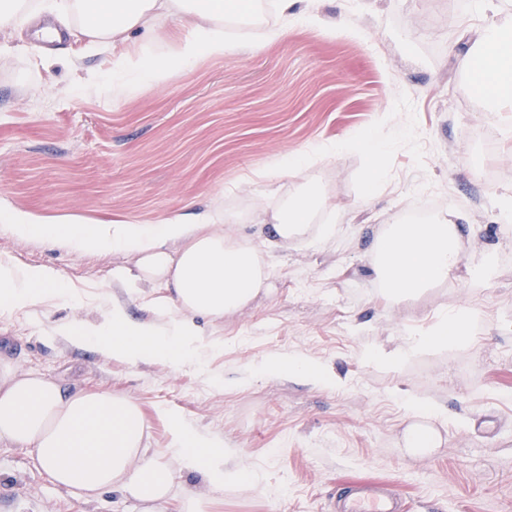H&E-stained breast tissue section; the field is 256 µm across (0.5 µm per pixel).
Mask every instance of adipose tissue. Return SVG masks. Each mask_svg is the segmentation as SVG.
Segmentation results:
<instances>
[{
    "instance_id": "ef3b65f1",
    "label": "adipose tissue",
    "mask_w": 512,
    "mask_h": 512,
    "mask_svg": "<svg viewBox=\"0 0 512 512\" xmlns=\"http://www.w3.org/2000/svg\"><path fill=\"white\" fill-rule=\"evenodd\" d=\"M50 17L43 36L58 29L77 30L90 49L107 53V76L89 79L90 95L120 100L130 86L159 87L200 56L222 57L224 0H0V33L10 35L30 24L35 12ZM186 22L174 32L165 59L149 50L162 20ZM512 17L490 20L472 54L474 71L493 99L512 102ZM327 203L316 187L288 193L286 208L259 212L257 235L262 248L225 234L237 223L235 214L206 209L156 224L112 221L90 224L77 215L51 220L0 206V233L37 239L49 247L80 253L112 251L124 258L112 270V290L103 292L105 312L100 321L62 320L53 328L75 346L89 345L101 355L131 363L166 359L198 361L208 343L200 319H219L250 305L269 286L263 249H275L308 235L326 237L332 225L313 223ZM466 215L452 212L429 223L392 224L375 238L369 262L387 296L405 298L465 273L468 281H490L497 254L487 250L463 258L464 237L477 235ZM160 288L164 294L148 306L155 319L130 318L125 299ZM68 294L63 272L45 265L0 259V307L46 304ZM470 319L451 312L435 334L409 340L391 351H377L373 360L396 368L429 346L469 335ZM411 421L403 446L414 456L441 447L443 437L434 422L440 408L407 395ZM171 445L162 454L150 446V423L131 397L109 388L75 393L39 373L21 372L13 359L0 356V445L21 448L57 488L93 502L109 492L138 502L143 512H167L180 468L201 472L209 489L221 490L248 478L236 449L223 439L195 428L183 416L170 417Z\"/></svg>"
}]
</instances>
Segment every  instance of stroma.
<instances>
[{"mask_svg": "<svg viewBox=\"0 0 512 512\" xmlns=\"http://www.w3.org/2000/svg\"><path fill=\"white\" fill-rule=\"evenodd\" d=\"M297 0L296 12L345 16L355 36L288 25L267 42L234 29L223 57L183 67L165 86L113 101L79 80L107 68L80 36L46 50L29 31L0 55V204L42 217L155 224L218 207L251 223L294 186L316 185L336 227L322 241L267 254L268 294L200 325L216 340L198 362L105 359L51 336L62 319L94 320L108 273L123 259L82 255L0 234V257L61 269L71 296L0 312V354L70 391L109 387L139 402L153 446L170 441L167 412L238 449L250 479L207 492L181 474L176 494L206 492V512H329L338 483L377 478L411 512H512V112L474 88L468 55L482 18L473 0ZM388 144L381 162L366 142ZM298 166L265 178L275 157ZM383 173L367 175L373 165ZM436 191L470 223L494 227L498 271L487 285L436 284L401 302L368 269L375 236L409 223L417 193ZM464 239L466 255L489 242ZM481 314L470 336L398 368L371 361L433 331L448 312ZM303 357L333 388L258 375L273 357ZM408 394L437 403L444 444L412 457L401 445ZM0 512H139L99 506L48 483L26 451L0 446Z\"/></svg>", "mask_w": 512, "mask_h": 512, "instance_id": "stroma-1", "label": "stroma"}]
</instances>
